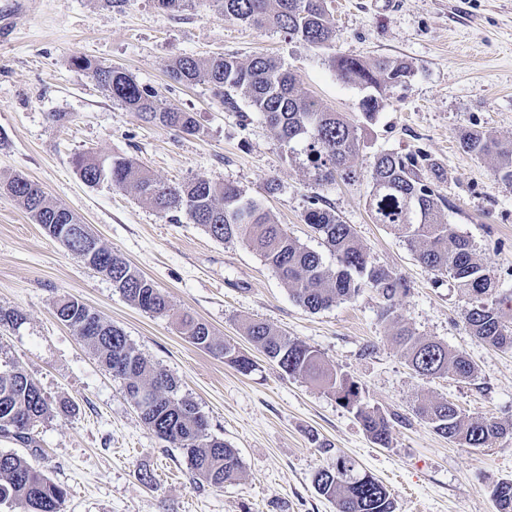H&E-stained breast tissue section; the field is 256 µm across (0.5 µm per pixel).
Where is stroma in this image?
I'll return each instance as SVG.
<instances>
[{"label":"stroma","mask_w":512,"mask_h":512,"mask_svg":"<svg viewBox=\"0 0 512 512\" xmlns=\"http://www.w3.org/2000/svg\"><path fill=\"white\" fill-rule=\"evenodd\" d=\"M11 2L0 0L10 29L0 39V183L16 174L37 182L105 247L164 289L175 314L158 317L132 305L0 192V308L22 315L17 327H0V362L20 363L53 407L33 431L37 456L1 437L0 450L31 457L65 486L61 512H336L312 476L340 455L387 486L396 512H494L493 489L512 480V436L471 448L437 435L414 408L423 399H445L463 416L512 422V352L476 341L463 319L468 301L453 281L427 271L404 239L373 223L366 171L380 152L428 154L445 173L441 191L452 204L446 219L500 288L512 289V184L499 179L491 160L460 144L474 130L494 131L512 144V0H327L336 27L331 52L274 28L225 20L213 0H191L175 14L155 0L121 7L108 0H37L33 10L11 9ZM334 52L403 59L413 67L362 124L359 175L351 183L315 181L302 151H288L246 100L229 112L207 83L168 77L179 56L245 62L264 54L290 69L320 104L357 114L362 92L338 79ZM76 57L123 67L169 107L192 113L197 132L144 122L77 70ZM86 152L131 158L165 183L234 184L332 268L334 257L304 222L311 200L323 198L376 264L404 278L407 291L395 304L406 323L466 353L474 378L417 375L371 289L310 312L256 251L216 241L188 221H170L109 182L88 186L73 166ZM272 180L278 188L270 193ZM64 295L121 327L178 380L210 433L238 450L236 481L221 489L194 483L181 452L143 425L122 381L57 320L55 303ZM182 312L250 354L255 370L241 374L191 345L176 320ZM253 319L318 350L329 368L358 383L362 403L394 416L388 445L375 444L326 388L286 375L253 350L245 335ZM145 471L154 473L155 486L141 482Z\"/></svg>","instance_id":"obj_1"}]
</instances>
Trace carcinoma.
Instances as JSON below:
<instances>
[{"instance_id":"1","label":"carcinoma","mask_w":512,"mask_h":512,"mask_svg":"<svg viewBox=\"0 0 512 512\" xmlns=\"http://www.w3.org/2000/svg\"><path fill=\"white\" fill-rule=\"evenodd\" d=\"M224 18L249 26L276 28L290 39L313 48L336 47L327 0H216ZM332 67L339 80L364 91L359 114L367 121L385 106L387 88L405 83L411 66L400 59L333 55ZM114 101L136 112L142 120L185 133L195 131L189 112L172 109L152 86L142 85L119 67L103 66L88 59L74 61ZM171 80L194 84L205 81L229 112L238 110L237 98L250 102L279 135L295 150L303 145L306 163L315 179L332 183L357 173L360 150L359 125L353 116L323 107L304 92L294 75L265 55L243 63L221 54L208 58L180 56L169 69ZM461 145L467 152L495 161L500 179L512 184V149L502 147L491 131L469 132ZM74 166L90 186L109 181L133 192L138 199L173 221L185 217L201 226L211 237L226 244H240L255 250L288 285L293 298L311 312L347 301L361 289L370 288L383 300L380 315L396 326L395 340L405 347L407 363L427 377L470 379L476 368L466 354L448 345L418 335L397 314L394 299L407 291L405 280L392 270L375 264L356 239L353 228L336 213L319 205L315 198L304 214V222L317 232L336 259V270L325 267L320 254L302 246L282 224L256 201L245 197L233 184L189 180L181 184L161 183L135 161L124 156L101 160L79 154ZM444 174L422 153H380L369 165L368 208L373 223L384 224L415 251L418 261L436 276H448L470 301L464 320L478 342L512 350V325L506 311H512V291L495 287L477 262L470 241L458 234L444 218L450 206L440 191ZM10 194L41 225L46 234L78 256L88 237L67 239L56 228L76 224L70 210L52 203L39 185L22 174L0 191ZM100 266L112 272V287L139 309L156 316H169L172 307L163 289L135 268L119 253L105 247L97 251ZM57 318L89 347L112 376L123 381L128 399L142 423L159 439L177 448L187 459L194 479L221 489L241 471L236 449L208 433V422L196 404L178 396V381L165 369L145 358L118 326L105 321L75 297L63 296L55 307ZM181 334L193 346L205 350L243 375L255 370V361L235 346L217 339L210 326L187 313L177 315ZM246 336L254 347L287 375L323 385L336 400L353 411L374 443L385 446L392 431V418L361 403L359 386L349 377L333 373L321 354L302 342L279 334L262 321L246 324ZM152 389L155 398L143 405L142 392ZM51 407L39 385L16 362L0 367V437L12 438L27 447L34 443L37 423L50 415ZM416 415L435 433L471 448H486L507 434L506 426L485 418L466 419L446 399L422 400ZM318 493L336 503V512H395L388 488L372 475L358 469L355 461L336 458L335 466L320 469L313 476ZM66 489L52 481L25 458L0 451V505L18 506L22 512H61ZM496 512H512V481L502 482L492 492Z\"/></svg>"}]
</instances>
